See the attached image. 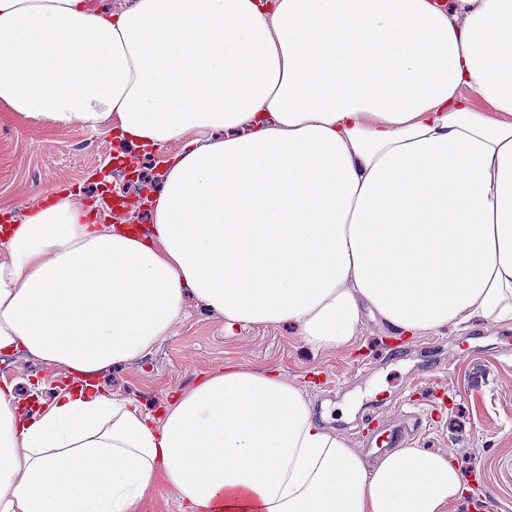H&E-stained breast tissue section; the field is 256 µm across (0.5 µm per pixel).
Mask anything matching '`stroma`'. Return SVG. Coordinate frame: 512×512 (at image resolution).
Segmentation results:
<instances>
[{
  "mask_svg": "<svg viewBox=\"0 0 512 512\" xmlns=\"http://www.w3.org/2000/svg\"><path fill=\"white\" fill-rule=\"evenodd\" d=\"M124 148L109 129H54L0 105V215L22 218L31 198L62 185L87 204H102L99 177ZM169 156L166 150L140 152L139 178L114 184L145 234L150 214L139 201L140 188L146 182L160 188ZM17 357L18 368L0 373V383L14 384L21 398L35 394L51 402L58 385L52 369L26 351ZM228 361L276 368L301 384L318 420L353 447L371 404L365 394L371 382L383 387L381 416L389 423L409 420L413 407L436 398L433 416L413 442L453 453L469 491L451 512H512L511 325L474 320L459 330L404 339L368 316L349 347L315 353L291 326L246 325L227 335L221 316L191 300L150 359L107 368L98 382L150 410Z\"/></svg>",
  "mask_w": 512,
  "mask_h": 512,
  "instance_id": "obj_1",
  "label": "stroma"
}]
</instances>
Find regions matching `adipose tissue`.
<instances>
[{"mask_svg":"<svg viewBox=\"0 0 512 512\" xmlns=\"http://www.w3.org/2000/svg\"><path fill=\"white\" fill-rule=\"evenodd\" d=\"M0 104L182 147L150 235L65 187L0 230V355L66 380L27 409L0 386V512H145L161 487L180 512H450L452 453L368 461L278 370L227 362L151 413L92 376L189 294L315 352L367 314L512 325V0H0Z\"/></svg>","mask_w":512,"mask_h":512,"instance_id":"1","label":"adipose tissue"}]
</instances>
